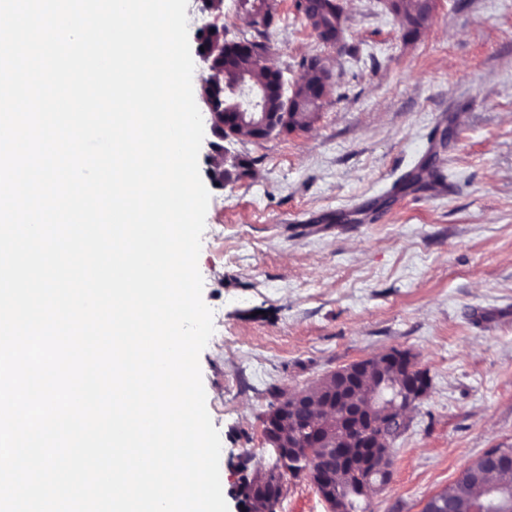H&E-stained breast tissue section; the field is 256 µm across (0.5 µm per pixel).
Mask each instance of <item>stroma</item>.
Masks as SVG:
<instances>
[{
    "instance_id": "35a3bbf8",
    "label": "stroma",
    "mask_w": 512,
    "mask_h": 512,
    "mask_svg": "<svg viewBox=\"0 0 512 512\" xmlns=\"http://www.w3.org/2000/svg\"><path fill=\"white\" fill-rule=\"evenodd\" d=\"M274 29L224 0L204 20L226 40H268L270 66L332 79L308 127L228 149L246 160L208 184L198 268L214 333L199 362L222 450L229 512L239 462L273 451L274 390L394 349L427 371L426 397L393 444L390 482L368 512H422L491 448H512V0H436L418 38L384 0H342V46L324 45L274 0ZM278 512H330L291 477Z\"/></svg>"
}]
</instances>
